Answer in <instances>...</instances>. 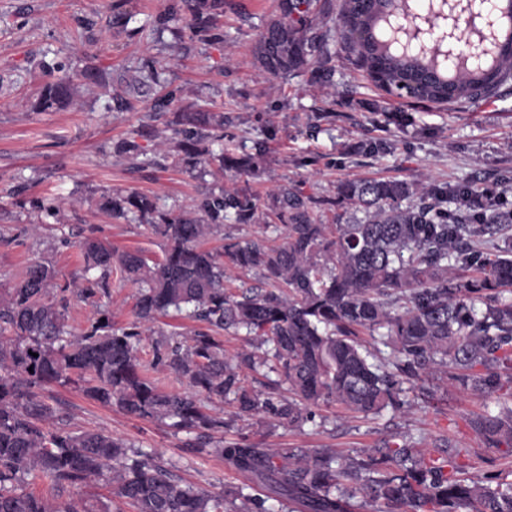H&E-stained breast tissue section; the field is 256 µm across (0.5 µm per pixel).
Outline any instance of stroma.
Listing matches in <instances>:
<instances>
[{
  "instance_id": "obj_1",
  "label": "stroma",
  "mask_w": 512,
  "mask_h": 512,
  "mask_svg": "<svg viewBox=\"0 0 512 512\" xmlns=\"http://www.w3.org/2000/svg\"><path fill=\"white\" fill-rule=\"evenodd\" d=\"M173 3L129 0L132 18L123 25L113 16L112 0H0V289L11 287L38 260L55 265L59 284L80 280L78 243L86 237L159 260L163 238L139 221L115 220L97 209L105 191L156 195L166 208L178 209L228 187L262 199L271 190L298 186L323 199L335 197L338 182L346 178L482 186L512 169L510 84L491 98L435 106L390 95L337 58V105L333 114L320 116L322 90L309 73L273 81L254 63L251 49L275 0H226L220 43L180 40L171 31L149 39L146 27ZM86 17L94 19L93 28L81 26ZM172 44L176 59L161 85L141 88L137 111H107L121 79H132L147 59L168 57ZM47 63L70 75L79 96L68 107L37 112L33 103L49 79ZM92 63L109 73L106 85H86L83 72ZM167 88L177 89L178 98L166 112H155L154 102ZM200 105L231 118V136L224 141L229 155L250 151L262 121L271 123L275 136L258 175L213 168L191 172L161 159L153 146L149 162L136 167L118 153L132 130L172 134L178 113ZM366 139L386 140L392 148L359 156L357 146ZM58 197L66 206L48 214L46 204ZM42 395L56 409L59 426L112 434L175 464L185 482L215 492L244 485L222 457L184 447V434L101 406L69 385L45 387ZM499 406V394L475 395L442 375L418 383L401 409L365 417L339 404L323 405L298 429L232 420L231 407L220 402L211 408L229 421L225 440L245 438L275 448L353 454L400 436L431 449L445 436L460 448L466 475L495 474L511 482L512 447L486 448L469 425L472 415Z\"/></svg>"
}]
</instances>
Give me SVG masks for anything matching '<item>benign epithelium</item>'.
Wrapping results in <instances>:
<instances>
[{"mask_svg":"<svg viewBox=\"0 0 512 512\" xmlns=\"http://www.w3.org/2000/svg\"><path fill=\"white\" fill-rule=\"evenodd\" d=\"M386 13L394 41L446 65L462 56L479 68L494 45L496 0H387Z\"/></svg>","mask_w":512,"mask_h":512,"instance_id":"benign-epithelium-1","label":"benign epithelium"}]
</instances>
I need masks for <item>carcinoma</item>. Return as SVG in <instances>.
Segmentation results:
<instances>
[{
	"label": "carcinoma",
	"mask_w": 512,
	"mask_h": 512,
	"mask_svg": "<svg viewBox=\"0 0 512 512\" xmlns=\"http://www.w3.org/2000/svg\"><path fill=\"white\" fill-rule=\"evenodd\" d=\"M385 0H277L257 35L253 55L273 80L308 70L322 88L335 86L336 53L379 88L400 98L445 105L489 98L512 83V42L500 63L479 78L450 85L427 67L379 52L370 22ZM224 0H178L157 23H182L178 33L219 40ZM68 77L43 87L46 112L72 102ZM121 92L112 112L136 111ZM239 157L215 153L224 141V116L184 112L181 128L164 137L165 157L194 170L217 165L258 172L273 131ZM339 197L363 218L325 224L317 201L299 189H276L262 202L237 188L211 192L197 205L165 211L154 197L102 194L98 208L116 219L135 215L166 240L163 259L150 266L137 252H118L94 238L80 243L83 288L89 300L108 293L112 274L139 285L135 320L116 326L99 309L78 335L66 330L68 309L50 261L31 265L22 280L0 289V512H89L82 499L50 501L23 489L40 480L52 492L97 480L136 512H355L354 499L378 512H512V483L459 476L448 439L434 451L403 438L339 456L332 448H269L215 439L224 418L202 399L228 401L235 416L269 428H300L312 408L340 404L366 416L402 405L405 385L442 370L474 393L507 389L497 415L470 418L486 444L512 446V239L496 252L484 237L512 226V207L475 184L433 185L421 191L401 179L345 180ZM278 221L281 242L262 235L224 238L222 250L204 243L224 222ZM258 269L259 286L228 287L231 273ZM186 314L206 324L190 343H155V365L187 383L168 392L147 375L143 335L161 316ZM386 329L390 357L363 336ZM245 332L248 347L224 356L221 334ZM282 376L293 396L270 380L255 390L245 371ZM73 385L87 399L125 415L188 434L185 445L216 453L270 494L212 492L184 482L173 467L102 431L55 429L56 410L40 395L46 386Z\"/></svg>",
	"instance_id": "cac0c4a2"
}]
</instances>
